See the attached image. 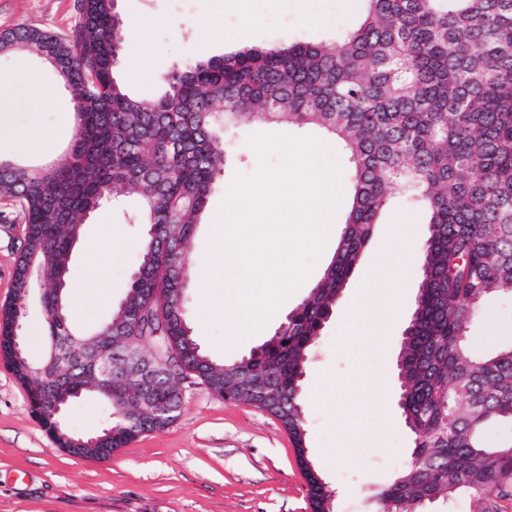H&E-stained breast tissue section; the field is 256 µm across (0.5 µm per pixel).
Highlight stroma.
<instances>
[{
  "instance_id": "obj_1",
  "label": "stroma",
  "mask_w": 512,
  "mask_h": 512,
  "mask_svg": "<svg viewBox=\"0 0 512 512\" xmlns=\"http://www.w3.org/2000/svg\"><path fill=\"white\" fill-rule=\"evenodd\" d=\"M361 0H321L322 22L307 21L299 0H117L125 33L142 44L138 66L120 64L117 78L139 100L150 103L162 91V79L194 58L233 51L227 34L250 45H274L283 39L328 41L356 30ZM74 0H0V33L19 24L62 34L74 25ZM38 68L55 103L43 105L31 93L15 95L0 112V159L30 169L50 167L64 155L73 133L66 122L73 95L58 74L27 49L0 52V78L19 69ZM37 123L41 137L17 144L8 128ZM255 134L321 138L318 128L281 124L235 126L224 131V170L217 177L191 242L194 262L212 263V222L235 174L253 175L258 157L248 139ZM124 206L90 215L73 252L69 286L100 282L98 292L69 295L72 321L80 329L105 320L126 295L141 259L145 227L135 196ZM412 225L418 246L390 247L391 226ZM24 224L15 202L0 198V304L11 296L13 273ZM426 213L395 193L361 258L406 268L400 317L385 327L377 347L358 356L337 344L336 328L360 288L350 277L332 317L317 337L303 380L309 457L334 493L335 512H376L375 494L391 483L411 460L413 437L398 405L396 360L422 281L421 242ZM336 249L328 243L306 280L280 305L255 335L230 339L224 317L207 315V293L198 277L187 289V322L203 351L232 363L250 355L285 322L318 281ZM512 322V295L486 299L468 334L473 349L484 352L512 343V331H494L491 319ZM182 406L178 418L162 430L146 433L107 460H87L58 449L31 414L25 389L0 361V512H310L306 480L292 441L272 415L242 403H230L196 380H178ZM103 400L88 395L67 409L66 424L92 434L107 421Z\"/></svg>"
}]
</instances>
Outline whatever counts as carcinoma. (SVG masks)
Returning <instances> with one entry per match:
<instances>
[{"label": "carcinoma", "mask_w": 512, "mask_h": 512, "mask_svg": "<svg viewBox=\"0 0 512 512\" xmlns=\"http://www.w3.org/2000/svg\"><path fill=\"white\" fill-rule=\"evenodd\" d=\"M359 28L334 41L243 46L194 59L163 78L146 104L117 80L122 29L113 0H75L77 20L59 35L19 24L0 34L56 63L76 91V136L65 162L40 172H0V197L20 207L24 232L11 301L0 308V358L40 412L57 446L104 460L179 415L177 355L188 375L224 397L225 363L201 349L183 303L194 224L224 165L223 128L285 118L335 136L349 153L352 202L322 277L288 314L259 358L242 368L230 400L263 406L292 437L309 482L311 512L334 496L308 455L302 376L393 191L429 213L423 291L397 358L402 415L414 464L375 495L380 512H434L470 499L472 512H500L512 499V441L485 430L512 425V345L478 354L466 329L483 299L512 294V0H362ZM141 193L147 229L125 298L105 323L79 331L66 287L86 218L122 192ZM61 316L46 321L47 351L30 375L14 363L13 326L33 293ZM103 358L146 349L161 364L148 387L166 415L128 403L138 382L92 388V365L76 354L104 325ZM87 392L112 408L92 448L54 433L53 406Z\"/></svg>", "instance_id": "cac0c4a2"}]
</instances>
